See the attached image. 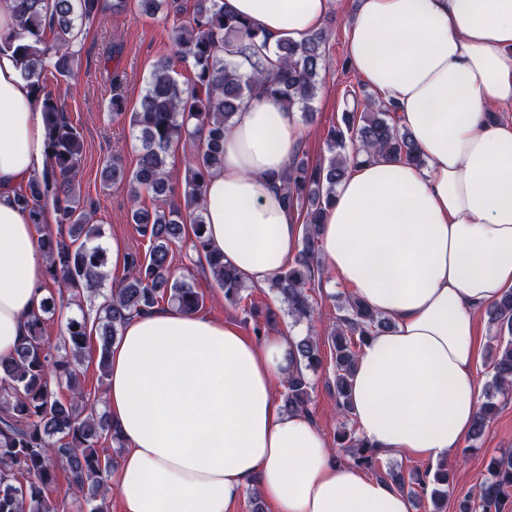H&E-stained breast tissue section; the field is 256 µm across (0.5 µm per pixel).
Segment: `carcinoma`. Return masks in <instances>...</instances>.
Listing matches in <instances>:
<instances>
[{"mask_svg": "<svg viewBox=\"0 0 512 512\" xmlns=\"http://www.w3.org/2000/svg\"><path fill=\"white\" fill-rule=\"evenodd\" d=\"M15 28L0 34V51L12 50L23 61V75L30 82L44 113L49 166L32 178L27 189L14 191L19 208L28 213L40 231L39 243L48 259L46 278L57 287L34 314L27 335L14 354L0 358V512H60L46 490L54 482L58 468L68 475L70 485L85 497L88 512H107L105 486L114 466L109 455L100 453L101 440L123 447L119 433L100 408L98 397L87 393L81 381V357L91 336L98 340V366L108 376L110 350L125 322L133 315L148 312L160 303L178 305L190 313L199 311L204 296L171 271L172 247L185 235L186 214L193 215L192 248L205 260L212 279L224 289V300L239 305L244 300V282L236 269L224 263V256L208 250L203 234L202 194L207 177L224 166V135L242 105L264 93L287 108L307 110L314 100L319 72L324 60L328 33L319 30L300 43L282 39L277 43L279 66L271 76L244 75L219 56L224 35L238 32L252 40L254 26L224 13L221 0H194L188 26L173 28L177 59L193 70L192 89L174 77L171 60L153 68L139 106L125 112L123 99L115 94L110 109L115 116H128L139 133L141 148L135 169L127 171L119 161L101 172L106 182H123L132 200L131 223L148 239L145 253L128 254V275L120 286L105 296L98 317L83 313L67 319L60 344L52 345L44 336L45 317L56 314L58 303L80 305L89 293L99 290L106 279V248L100 243L103 231L91 223L87 209L76 191L84 143L79 129L61 110L56 99L43 93L40 84L49 72L71 77L77 59L73 44L81 34L80 25L92 22L106 10L121 12L126 0H9ZM145 15L180 12L177 0H139ZM55 33V44L44 42L45 30ZM340 121L327 134L332 157L315 164L296 158L282 177L285 202L290 209L308 202L302 224L301 249L288 266L275 272L269 288L288 305V315L296 321L312 320L316 309L308 290L323 275L318 260V228L336 185L349 165L371 153L389 154L422 166L423 154L411 134L399 127L392 108L371 98L360 99L356 91L346 92ZM198 141L196 152L184 165V203L149 211L141 206V196L166 199L170 192L167 167L168 146L176 137ZM55 222L68 226V236L43 227L47 209ZM331 336L332 387L344 419L350 417L349 390L358 348L389 322L355 297L346 296ZM495 326L497 353L491 360L492 379L485 401L480 404L472 437L482 435L497 409L495 398L512 389V291H506L488 310ZM295 372L284 381L283 405L289 412L308 411L310 382L306 371L322 366L318 342L304 336L294 342ZM69 397H60V391ZM336 444L353 464L374 468L377 452L366 446L354 429L342 423ZM487 473L478 491L460 503L461 512H508L512 508V451L490 458ZM387 478L400 490L415 497H430L433 512H443L452 489L450 474L443 465L426 467L405 477L391 470Z\"/></svg>", "mask_w": 512, "mask_h": 512, "instance_id": "carcinoma-1", "label": "carcinoma"}]
</instances>
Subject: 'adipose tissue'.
I'll list each match as a JSON object with an SVG mask.
<instances>
[{
    "label": "adipose tissue",
    "instance_id": "adipose-tissue-1",
    "mask_svg": "<svg viewBox=\"0 0 512 512\" xmlns=\"http://www.w3.org/2000/svg\"><path fill=\"white\" fill-rule=\"evenodd\" d=\"M267 39L228 35L239 72L271 71L277 40L319 30L329 0H223ZM349 64L394 105L426 163L384 154L350 166L319 228L324 270L386 318L358 354L352 420L382 453L450 457L479 409L478 317L512 289V0H357ZM22 64L0 52V357L48 290L47 259L15 204L17 180L48 166L44 116ZM303 139L297 110L259 97L234 117L202 207L211 251L261 288L295 257L299 213L280 181ZM294 338L256 339L175 305L132 316L112 345L102 406L125 441L119 512H231L257 483L276 512H411L408 498L337 463L278 384Z\"/></svg>",
    "mask_w": 512,
    "mask_h": 512
}]
</instances>
